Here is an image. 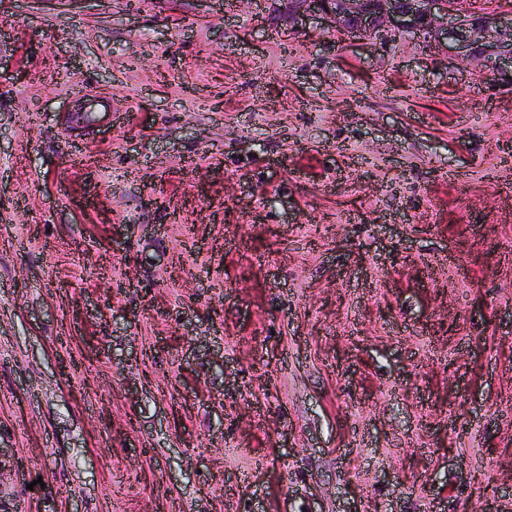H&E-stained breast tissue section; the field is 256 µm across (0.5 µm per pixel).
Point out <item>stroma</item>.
Here are the masks:
<instances>
[{
    "mask_svg": "<svg viewBox=\"0 0 512 512\" xmlns=\"http://www.w3.org/2000/svg\"><path fill=\"white\" fill-rule=\"evenodd\" d=\"M0 29V512H512V77L287 0Z\"/></svg>",
    "mask_w": 512,
    "mask_h": 512,
    "instance_id": "35a3bbf8",
    "label": "stroma"
}]
</instances>
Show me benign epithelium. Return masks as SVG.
Listing matches in <instances>:
<instances>
[{"instance_id": "obj_1", "label": "benign epithelium", "mask_w": 512, "mask_h": 512, "mask_svg": "<svg viewBox=\"0 0 512 512\" xmlns=\"http://www.w3.org/2000/svg\"><path fill=\"white\" fill-rule=\"evenodd\" d=\"M451 11L449 0H288L294 18L322 15L343 36L377 38L413 29L453 49L463 64L512 75V11L450 22Z\"/></svg>"}]
</instances>
